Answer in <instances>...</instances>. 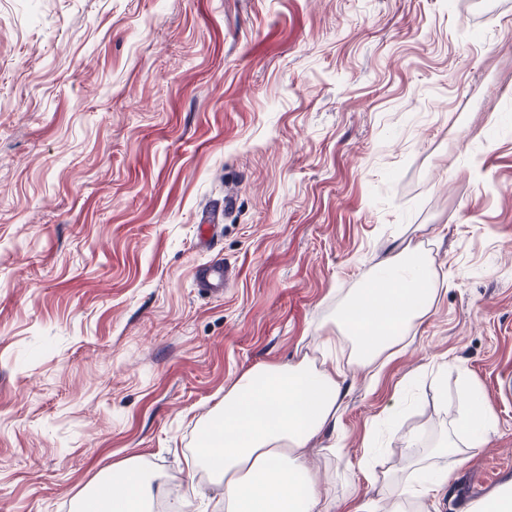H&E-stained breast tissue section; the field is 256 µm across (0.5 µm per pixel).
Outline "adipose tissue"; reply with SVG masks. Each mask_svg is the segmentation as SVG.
Segmentation results:
<instances>
[{"label":"adipose tissue","instance_id":"ef3b65f1","mask_svg":"<svg viewBox=\"0 0 512 512\" xmlns=\"http://www.w3.org/2000/svg\"><path fill=\"white\" fill-rule=\"evenodd\" d=\"M435 270L416 248L403 246L342 308L337 335L322 337V352L337 341L351 347L349 364L386 363L416 322L431 309ZM343 371L309 360L265 365L243 374L224 395L213 426L204 428L195 460L224 486L225 512H334L335 501L307 468L303 451L335 426ZM448 470L429 480H397L388 508L363 502L352 512H408L411 502L447 485ZM158 475L135 459L112 467V481L88 497L83 512H150L160 496Z\"/></svg>","mask_w":512,"mask_h":512}]
</instances>
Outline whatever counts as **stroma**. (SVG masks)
I'll list each match as a JSON object with an SVG mask.
<instances>
[{"mask_svg": "<svg viewBox=\"0 0 512 512\" xmlns=\"http://www.w3.org/2000/svg\"><path fill=\"white\" fill-rule=\"evenodd\" d=\"M405 244L436 300L305 450L335 512L388 503L411 435L456 432L423 512L512 483V0H0V512H75L129 457L224 512L200 429ZM231 269L223 262L216 261L199 267L195 281L199 291L207 295H219L227 288L230 281ZM491 409L488 405L476 403L469 411L467 424H471L470 447L480 448L483 433L490 422Z\"/></svg>", "mask_w": 512, "mask_h": 512, "instance_id": "35a3bbf8", "label": "stroma"}]
</instances>
